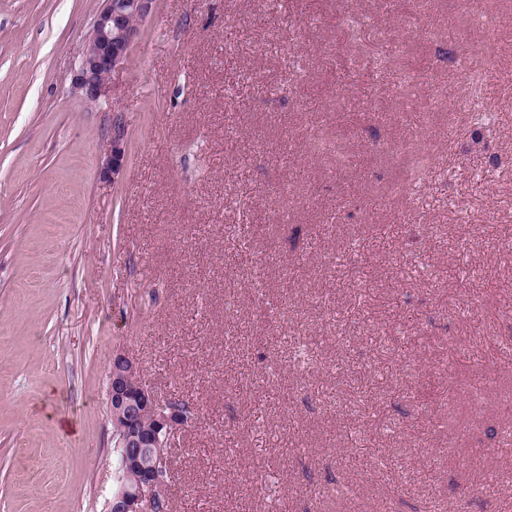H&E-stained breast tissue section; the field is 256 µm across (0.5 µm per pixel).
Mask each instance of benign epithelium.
Masks as SVG:
<instances>
[{
	"label": "benign epithelium",
	"instance_id": "1",
	"mask_svg": "<svg viewBox=\"0 0 512 512\" xmlns=\"http://www.w3.org/2000/svg\"><path fill=\"white\" fill-rule=\"evenodd\" d=\"M102 5L85 39L76 76L80 97L97 104L104 97L112 73L127 64L132 46L140 36V25L150 15L154 0H101ZM126 131L122 118L112 123L104 172L117 174L125 155ZM140 380L139 363L117 353L109 368L110 420L123 432L120 468L134 482H121L112 495L109 512H151L154 498H168L172 485L146 462V451L168 448L175 435L188 422L167 402L145 388ZM148 415V429L135 426V420Z\"/></svg>",
	"mask_w": 512,
	"mask_h": 512
}]
</instances>
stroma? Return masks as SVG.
Returning a JSON list of instances; mask_svg holds the SVG:
<instances>
[{"instance_id":"1","label":"stroma","mask_w":512,"mask_h":512,"mask_svg":"<svg viewBox=\"0 0 512 512\" xmlns=\"http://www.w3.org/2000/svg\"><path fill=\"white\" fill-rule=\"evenodd\" d=\"M343 3L156 0L94 106L75 74L100 0H0V512H106L117 352L195 409L171 512H512V315L483 286L512 283L486 231L512 227V0H482L479 135L442 93L476 48L463 0H354L387 73ZM340 57L357 80L325 95ZM383 225L389 261L346 285ZM349 430L393 456L349 465ZM126 131L122 118L116 116L112 123L111 135L105 159L104 172L112 176L120 170L125 155Z\"/></svg>"}]
</instances>
